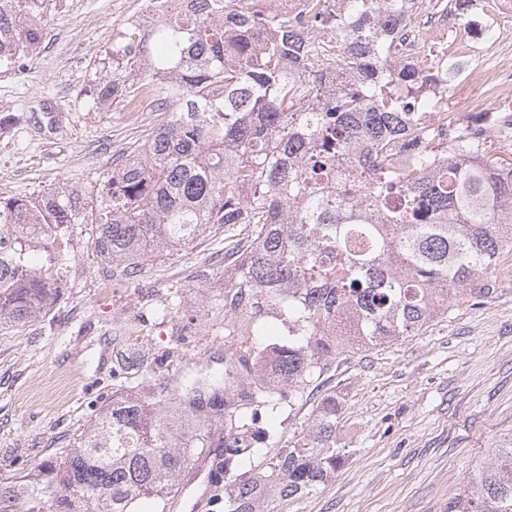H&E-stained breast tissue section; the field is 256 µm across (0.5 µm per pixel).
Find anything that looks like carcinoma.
<instances>
[{
	"instance_id": "carcinoma-1",
	"label": "carcinoma",
	"mask_w": 512,
	"mask_h": 512,
	"mask_svg": "<svg viewBox=\"0 0 512 512\" xmlns=\"http://www.w3.org/2000/svg\"><path fill=\"white\" fill-rule=\"evenodd\" d=\"M50 0H0V67L40 53ZM191 0L190 9L113 35L95 79L110 107L143 80L162 90L167 121L112 166L95 199L63 187L0 197V323L39 320L61 297L74 225H95L112 276L131 279L163 253L224 226V372L177 374L168 397L144 365L93 410L74 439L22 475L0 474V512H166L181 476L219 450L224 484L206 512H271L336 473L341 407L320 394L294 439L274 434L346 347L417 336L493 293L512 254V163L446 109L443 48L394 59L415 0ZM471 0H428L467 12ZM349 80L336 84V72ZM405 154L410 163L398 165ZM279 308L288 335L248 343L238 313ZM262 468L240 471L260 446ZM448 512H512V433L448 499Z\"/></svg>"
}]
</instances>
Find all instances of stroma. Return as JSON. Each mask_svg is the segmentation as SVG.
<instances>
[{"label":"stroma","mask_w":512,"mask_h":512,"mask_svg":"<svg viewBox=\"0 0 512 512\" xmlns=\"http://www.w3.org/2000/svg\"><path fill=\"white\" fill-rule=\"evenodd\" d=\"M140 8L52 0L36 60L22 73L0 69V110L24 115L0 131V196L58 186L97 195L113 161L166 120L154 102L127 123L122 104L102 110L90 93L113 32ZM94 237L93 225H75L63 296L49 314L0 324V471L23 473L69 446L116 390L129 337L168 389L174 372L224 365L223 229L149 262L135 286L113 281ZM492 279L483 303L455 307L419 335L333 355L324 377L342 402L336 445L346 454L324 486L273 512H444L512 432V262ZM173 285L185 310L175 320L164 315Z\"/></svg>","instance_id":"35a3bbf8"}]
</instances>
